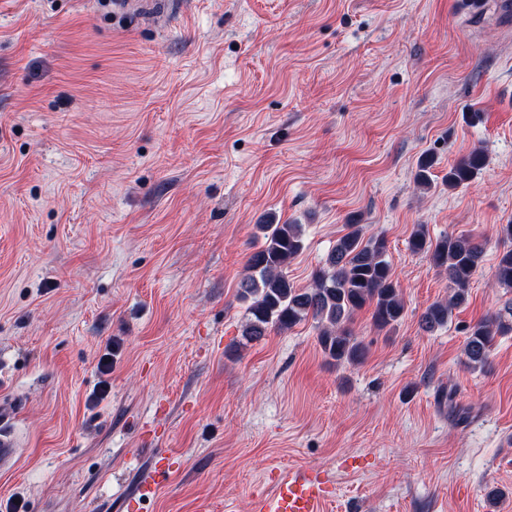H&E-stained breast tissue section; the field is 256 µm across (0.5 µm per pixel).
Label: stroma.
<instances>
[{
  "mask_svg": "<svg viewBox=\"0 0 512 512\" xmlns=\"http://www.w3.org/2000/svg\"><path fill=\"white\" fill-rule=\"evenodd\" d=\"M0 0V402L22 450L19 512H255L288 469L332 480L333 512H501L512 501V333L488 371L465 328L512 304L493 284L512 224V28L459 0ZM484 168L448 187L473 150ZM435 159L431 188L414 176ZM301 225L310 286L349 220L383 235L405 304L350 324L336 364L306 320L242 335L238 284L268 214ZM486 241L467 303L419 319L448 277L410 252ZM168 459L163 454L154 457L151 482L145 481L139 485L131 499V510L133 512H140L139 505L152 498L160 485L166 480L170 471Z\"/></svg>",
  "mask_w": 512,
  "mask_h": 512,
  "instance_id": "obj_1",
  "label": "stroma"
}]
</instances>
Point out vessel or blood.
I'll return each mask as SVG.
<instances>
[{
	"label": "vessel or blood",
	"instance_id": "vessel-or-blood-1",
	"mask_svg": "<svg viewBox=\"0 0 512 512\" xmlns=\"http://www.w3.org/2000/svg\"><path fill=\"white\" fill-rule=\"evenodd\" d=\"M9 414L0 406V470L8 471L18 461V441L8 426ZM170 471L167 456H156L153 463L152 478L136 489L132 507H139L152 498ZM329 481L322 471L314 468L290 469L281 473L272 490L259 495L258 512H323L331 501Z\"/></svg>",
	"mask_w": 512,
	"mask_h": 512
}]
</instances>
